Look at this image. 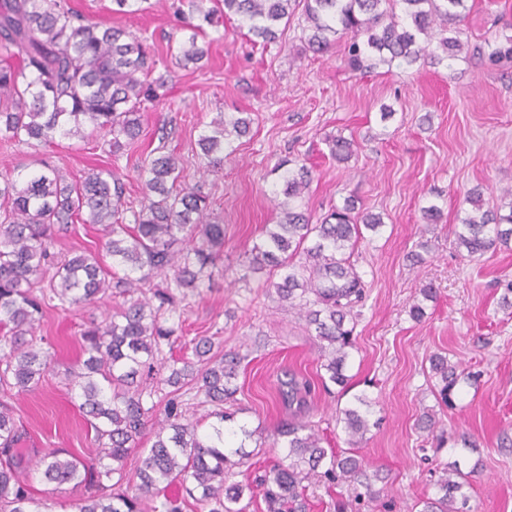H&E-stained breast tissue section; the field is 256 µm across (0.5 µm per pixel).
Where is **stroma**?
Returning <instances> with one entry per match:
<instances>
[{"instance_id":"obj_1","label":"stroma","mask_w":512,"mask_h":512,"mask_svg":"<svg viewBox=\"0 0 512 512\" xmlns=\"http://www.w3.org/2000/svg\"><path fill=\"white\" fill-rule=\"evenodd\" d=\"M67 3L100 26L145 36L154 73L167 80L164 95L147 104L131 150L112 154L99 134L59 136L38 146L0 140V176L37 173L41 158L71 180L112 169L137 209L145 201L139 170L163 145L179 159L182 185L206 195L212 222L224 227L210 283L176 290L175 309L165 315L178 323L180 338L162 345L156 374L143 382L151 401L164 407L169 365L191 357V339L211 336L243 358L233 408L236 424L247 429L269 436L295 418L310 422L325 448L342 452L348 444L340 411L355 396L368 398L371 428L356 455L378 475L374 512H413L434 495L444 464L453 462L471 475V512H512V312L500 305L512 281V244L469 260L455 236L469 189L484 187L491 210L512 189V58L492 65L474 54L485 42L512 36V0H467L464 48L451 68L420 63L366 74L348 68L343 41L323 54L309 50L299 14L267 46L252 42L236 21L219 20L202 36L207 56L184 68L176 60L183 33L173 0H150L149 9L124 16L113 14L112 0ZM385 106L393 111L386 120ZM222 112L247 113L252 124L237 150L208 172L197 140ZM339 137L356 144L345 162L331 155ZM288 159L312 172L302 201L312 222L349 198L383 220L377 231L364 232L352 256L366 296L347 361L348 392L337 398L318 388L301 407L282 401L279 379L290 369L317 381L313 330L281 305L267 272L247 270L263 228L279 219L271 196L281 187L277 166ZM431 204L440 215L430 223L422 209ZM104 242L100 225L79 221L56 250L62 256L92 251L108 266ZM429 285L435 295L427 301L421 290ZM120 303L113 297L70 308L46 304L36 334L52 348V373L11 400L30 461L48 448L95 456L94 431L64 373L79 363L83 327ZM417 303L425 309L419 320L411 314ZM435 355L478 376L459 380L454 407L436 398ZM465 437L470 447H463Z\"/></svg>"}]
</instances>
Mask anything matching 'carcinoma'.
I'll return each instance as SVG.
<instances>
[{"instance_id":"cac0c4a2","label":"carcinoma","mask_w":512,"mask_h":512,"mask_svg":"<svg viewBox=\"0 0 512 512\" xmlns=\"http://www.w3.org/2000/svg\"><path fill=\"white\" fill-rule=\"evenodd\" d=\"M206 0H180L182 29L189 32L179 61L200 62L207 49L198 44L204 25L214 22L215 10ZM401 5V14L394 11ZM224 17L238 18L239 27L263 43L279 39L296 10L305 25L302 38L308 48L323 52L330 37L351 34L346 43L347 66L370 73L380 65L409 68L429 60L450 67L463 49L460 23L466 0H221ZM0 139L30 144L46 143L55 135L84 137L86 127L111 136L112 153L135 144L141 131V105L155 99L165 79L151 82L155 61L146 40L120 27L102 28L78 18L64 0H0ZM491 61L512 56V37L489 51ZM18 60L17 68L12 60ZM251 120L243 113L221 115L201 134L198 145L215 167L224 152L234 151V140L249 132ZM157 156L141 168L147 203L135 210L125 200L121 177L110 171H92L72 182L56 165L40 159L41 170L24 180L0 183V392L33 391L52 360L36 347V323L47 296L61 303L84 305L114 294L127 301L105 323H90L83 332L84 359L75 385L80 389V410L91 418L96 457L85 460L60 448L46 449L37 471L47 483L86 488L77 512H183L187 500L202 512H248L253 496L246 471L250 453L238 438L263 437L245 426L226 427L233 414L215 412L218 423L201 433L183 413L178 392L192 384L206 401L222 406L234 399V384L242 357L237 352L214 350L207 336L195 341V359H181L164 379L172 387L164 417L152 420L154 406L143 401L141 380L152 373L161 342L175 329L160 325L159 312L173 303L160 289L153 308L137 297L151 279L173 274L169 288H199L210 278L224 247V225L209 219L208 198L193 188L181 187L179 160L154 149ZM278 168L283 195L275 206L277 224L265 225V240L250 250L249 268L280 271L270 283L278 299L314 326L319 350L322 389L329 384L346 388L349 349L355 346L351 313L365 298V282L351 262V251L362 229L382 226V218L358 211L348 199L343 207L313 224L295 202L304 197L311 171L304 165ZM471 210L460 219L457 247L466 257L480 256L512 241V202L509 214L482 207V193L465 197ZM130 212L133 224L124 222ZM103 226L104 248L112 266L103 267L92 252H73L55 259L53 249L61 234L76 219ZM303 262L296 264V255ZM432 370L441 378L442 402L451 404L456 368L436 356ZM315 385L295 373L280 381V395L294 401ZM348 444L359 445L369 430L366 413L343 410ZM156 426L155 441L129 478L125 467L146 426ZM24 431L14 406L0 401V512H42L41 501L31 496L20 471L27 468ZM272 447L281 456L265 470L261 481L265 512H306V486L313 479L327 487L345 485L349 498L336 499V512L376 498L361 460L321 445V437L306 422L292 420L278 426ZM471 473L458 467L443 469L435 496L421 500L420 512H469L464 488Z\"/></svg>"}]
</instances>
